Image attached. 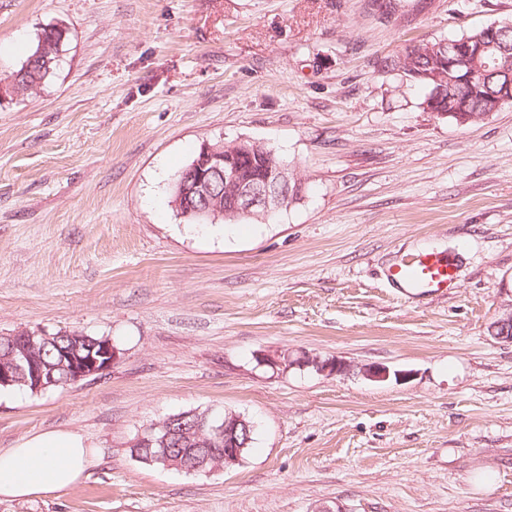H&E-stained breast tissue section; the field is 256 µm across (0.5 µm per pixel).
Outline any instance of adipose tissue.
Listing matches in <instances>:
<instances>
[{
  "label": "adipose tissue",
  "mask_w": 512,
  "mask_h": 512,
  "mask_svg": "<svg viewBox=\"0 0 512 512\" xmlns=\"http://www.w3.org/2000/svg\"><path fill=\"white\" fill-rule=\"evenodd\" d=\"M89 460L84 438L64 430L33 436L15 448H0V497L28 501L74 488Z\"/></svg>",
  "instance_id": "ef3b65f1"
}]
</instances>
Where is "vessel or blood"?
<instances>
[{
	"mask_svg": "<svg viewBox=\"0 0 512 512\" xmlns=\"http://www.w3.org/2000/svg\"><path fill=\"white\" fill-rule=\"evenodd\" d=\"M461 263L452 252L414 250L402 253L387 271L392 287L413 296H442L455 288Z\"/></svg>",
	"mask_w": 512,
	"mask_h": 512,
	"instance_id": "b4317fda",
	"label": "vessel or blood"
}]
</instances>
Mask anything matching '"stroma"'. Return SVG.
Returning a JSON list of instances; mask_svg holds the SVG:
<instances>
[{
	"instance_id": "35a3bbf8",
	"label": "stroma",
	"mask_w": 512,
	"mask_h": 512,
	"mask_svg": "<svg viewBox=\"0 0 512 512\" xmlns=\"http://www.w3.org/2000/svg\"><path fill=\"white\" fill-rule=\"evenodd\" d=\"M509 20L512 0H0V83L44 29L67 35L40 89L0 94V334L120 351L0 394V448L52 430L92 448L74 489L0 512H512V341L491 332L512 310V106L462 123L383 67ZM241 139L302 198L262 220L177 213L199 145ZM416 249L462 256L447 296L387 283ZM188 411L248 418L242 464L131 456ZM78 336V334L71 335V344L59 350V358L62 365L67 368L69 376L68 384H66L67 373L62 369H57L55 371L57 386L75 384L103 374L112 368L119 357V352L111 341L95 342L87 354L81 355L79 349L82 339ZM297 365L299 367H312L321 373L328 375H344L353 370L354 366L341 359H325L318 357L303 356L295 361L288 360V366Z\"/></svg>"
}]
</instances>
